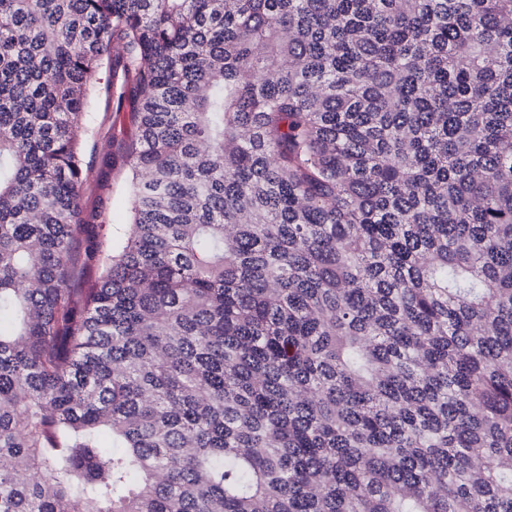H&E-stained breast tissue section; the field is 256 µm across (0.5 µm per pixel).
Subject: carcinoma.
<instances>
[{"mask_svg":"<svg viewBox=\"0 0 512 512\" xmlns=\"http://www.w3.org/2000/svg\"><path fill=\"white\" fill-rule=\"evenodd\" d=\"M5 318L0 512H512V0H0ZM96 119L92 129L88 132L84 148L85 165L90 167L91 173L82 186L81 196L83 207L90 211L102 210L104 236H112L116 231H123L130 223L131 214L127 203L129 190V169L117 168L109 176L110 189H101L100 181L97 185L98 174L102 159L115 151L120 139H130L135 135V125L132 122L129 108L126 112L104 111V102L99 111L95 113ZM109 198V199H108ZM101 202H103L101 204Z\"/></svg>","mask_w":512,"mask_h":512,"instance_id":"carcinoma-1","label":"carcinoma"}]
</instances>
